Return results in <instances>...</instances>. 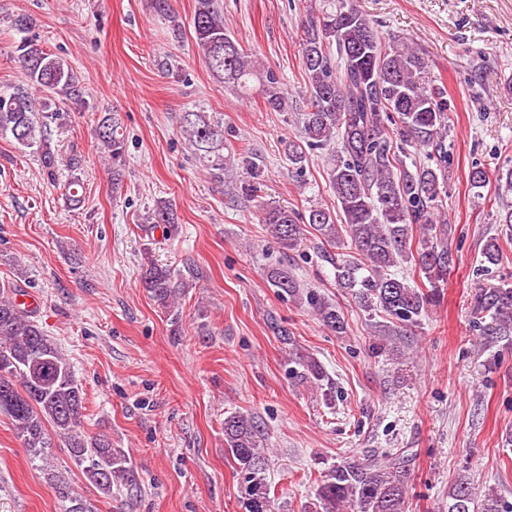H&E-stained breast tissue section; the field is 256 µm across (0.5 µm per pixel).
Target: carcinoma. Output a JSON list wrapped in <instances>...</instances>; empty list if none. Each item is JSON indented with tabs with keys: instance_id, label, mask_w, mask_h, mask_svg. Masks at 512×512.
<instances>
[{
	"instance_id": "cac0c4a2",
	"label": "carcinoma",
	"mask_w": 512,
	"mask_h": 512,
	"mask_svg": "<svg viewBox=\"0 0 512 512\" xmlns=\"http://www.w3.org/2000/svg\"><path fill=\"white\" fill-rule=\"evenodd\" d=\"M157 16L170 23L174 38L182 29L171 0H152ZM20 38L14 59L25 86L0 92V136L10 135L21 146L36 148L46 177L53 179L60 165L71 172L68 200L79 205L83 185L77 155L66 156L52 145L51 128L59 104L87 105L72 67L44 50L29 35L31 20L13 19ZM193 30L210 74L234 91L257 92L273 112L299 113L296 137L284 143L288 166L301 174L308 151L325 153L329 185L339 212L313 206L302 216L280 206H261V222L283 250L301 245L307 229L336 246L350 239L352 255H336L337 285L359 308L381 313L390 324L377 331L370 345L373 355L393 353L402 338L440 298V285L456 265L444 242L443 209L448 184V93L428 79L425 58L400 36H384L378 25L354 0H319L306 7L299 42L301 63L308 80L301 105L296 106L283 87L281 75L253 59L224 27L217 0H197ZM179 132L194 149L203 170L219 178L231 165L224 155V126L202 112L182 114ZM98 140L107 150L112 188L123 184L125 138L121 118L102 116ZM424 151V159L416 158ZM248 174L244 190L254 198L263 171L254 159L243 157ZM342 223H336V214ZM145 232L160 228L178 231L172 203L155 201ZM404 263L418 268L429 287L421 288L405 274L390 272ZM141 283L152 300L172 316L193 284L154 259L143 248ZM279 295L305 304L329 331L341 335L346 326L341 312L320 294L301 289L285 268L267 274ZM19 290L0 285V413L5 414L33 455L42 457L53 447L51 435L65 445L85 480L100 494L113 489L132 493L139 476L127 452L112 447L104 435L82 429L85 398L69 360L48 336L34 311L18 303ZM472 324L483 345L512 342V285L480 288L471 302ZM289 368L293 378L321 389L322 398H335L332 384L313 358L295 354ZM260 425L254 417L235 413L224 418V447L237 465L240 493L246 512H269L270 488L264 476ZM67 512H92L85 499L62 474L52 475ZM410 473L400 453L380 458L344 459L331 467L317 489L321 512H407ZM448 512H512V501L495 488L479 492L473 480L461 475L448 490Z\"/></svg>"
}]
</instances>
